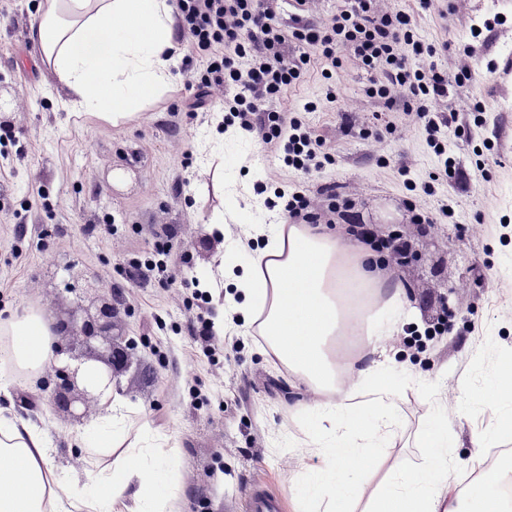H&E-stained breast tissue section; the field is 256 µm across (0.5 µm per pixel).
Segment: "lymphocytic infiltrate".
I'll list each match as a JSON object with an SVG mask.
<instances>
[{"instance_id":"lymphocytic-infiltrate-1","label":"lymphocytic infiltrate","mask_w":512,"mask_h":512,"mask_svg":"<svg viewBox=\"0 0 512 512\" xmlns=\"http://www.w3.org/2000/svg\"><path fill=\"white\" fill-rule=\"evenodd\" d=\"M343 9L314 18L316 0H174V30L182 55L181 73L193 91L191 110L224 108V122L257 134L285 167L309 173L331 161L321 136L293 113V97L305 79L339 81L342 56H350L368 78L364 95L401 107L407 123L424 126L435 155L447 147L432 113L448 96L449 85L472 79L469 45L459 47L466 62L447 74L434 62L447 43L423 40L411 13L392 0H344ZM276 109H266L267 100ZM288 224H332L347 218L350 202L335 188L318 196L275 188L264 201ZM173 235L161 229L154 258H130L124 270L132 281L173 280Z\"/></svg>"}]
</instances>
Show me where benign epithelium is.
I'll use <instances>...</instances> for the list:
<instances>
[{"instance_id":"7a95c632","label":"benign epithelium","mask_w":512,"mask_h":512,"mask_svg":"<svg viewBox=\"0 0 512 512\" xmlns=\"http://www.w3.org/2000/svg\"><path fill=\"white\" fill-rule=\"evenodd\" d=\"M71 286L68 292L82 301L88 291L98 287V280L84 272H70ZM122 303L116 294L102 295L82 308L83 315H71L52 324L55 332L57 353H68L70 362L49 366V373L56 379L49 395L53 407L75 421L84 420L101 407L100 383L109 387L117 374L131 368L130 340L119 327L117 318ZM80 342L82 354H71L69 343ZM101 363L97 382L86 384L80 377L85 361Z\"/></svg>"}]
</instances>
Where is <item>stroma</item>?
<instances>
[{"label":"stroma","instance_id":"stroma-1","mask_svg":"<svg viewBox=\"0 0 512 512\" xmlns=\"http://www.w3.org/2000/svg\"><path fill=\"white\" fill-rule=\"evenodd\" d=\"M41 3L0 0V96L19 99L0 114L15 134L8 157H0V318L32 308L66 317L72 299L66 267L72 263L94 274L102 288H118L132 356L153 377L142 380L131 369L119 375L116 389L140 408L135 425L179 439L176 512H244L252 489L282 494L284 512H295L304 481L321 460L289 447L281 435L297 432L292 409L319 402V394L276 371L251 332L229 335L234 348L218 363L194 358L191 294L174 284H128L119 274L127 258L150 250L162 224L177 233L174 270L185 267L200 278L244 265L250 225L276 221L260 186L277 179L278 162L257 135L220 127L212 113L184 112L190 93L180 77L122 126L65 112L64 93L39 48L19 42L36 24ZM394 5L414 13L423 38L452 45L468 40L472 24L486 14L506 18L492 40L476 42L470 84L449 90L456 120L446 129L447 143L463 179L445 177L420 129L394 132L400 114L369 99L347 120L334 112L302 113L335 160L289 175L288 185L336 187L377 234H400L409 245L408 264L391 279L401 284L412 317L382 348L411 371L409 379H391L401 391L396 413L402 431L388 456L417 466L423 453L413 436L431 403L448 417L453 456L468 460L475 432L493 427L496 416L487 410L463 419L458 405L479 396L491 366L512 369L506 353L512 347V223H502L512 220V81L500 78L512 68V0H468L445 20L418 0ZM486 141L489 159L479 170L474 150ZM115 167L127 176L113 191L104 176ZM217 170L224 177L220 186L212 178ZM411 204L431 212L432 223H412ZM218 214L226 217L220 226L213 223ZM17 223L27 225L25 238L12 235ZM89 224L112 230L91 236L84 232ZM445 300L447 335H427ZM156 314L164 330L153 327ZM51 386L49 374L40 373L0 393V408L41 431L53 465L80 479L79 425L54 411Z\"/></svg>","mask_w":512,"mask_h":512}]
</instances>
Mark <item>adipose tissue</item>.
Listing matches in <instances>:
<instances>
[{
  "instance_id": "ef3b65f1",
  "label": "adipose tissue",
  "mask_w": 512,
  "mask_h": 512,
  "mask_svg": "<svg viewBox=\"0 0 512 512\" xmlns=\"http://www.w3.org/2000/svg\"><path fill=\"white\" fill-rule=\"evenodd\" d=\"M30 37L67 92L64 107L115 125L135 119L143 102L165 91L178 66L169 0H45ZM255 232L262 245L236 279L235 294L225 296L217 328L236 332L232 316L243 313L247 328L263 336L271 363L323 394L299 435L289 438L322 460L299 512H347L370 479V459L401 428L399 393L384 376L397 365L375 354L408 316L403 288L376 278L365 251L325 225L260 224ZM0 335L6 339L0 360L13 367L0 375V392H8L16 375L37 376L58 358L41 311L0 319ZM340 340L362 349L339 355ZM343 374L354 381L341 390L336 381ZM101 400L100 425L78 435L89 461L80 484L56 470L33 425L0 414V512H171L179 485L167 476L179 459L178 441L146 426L132 430L135 407L111 390ZM364 403L379 412L374 426L358 414ZM483 408L494 410L498 423L476 433L465 462L450 451L444 414L433 412L415 435L424 466L394 461L365 512H512V501L500 493L512 472L483 465L487 446L512 434L507 372L490 370L480 402L464 403L460 412L470 418ZM106 454L108 467L100 464ZM466 469L474 470L472 480L460 478Z\"/></svg>"
}]
</instances>
